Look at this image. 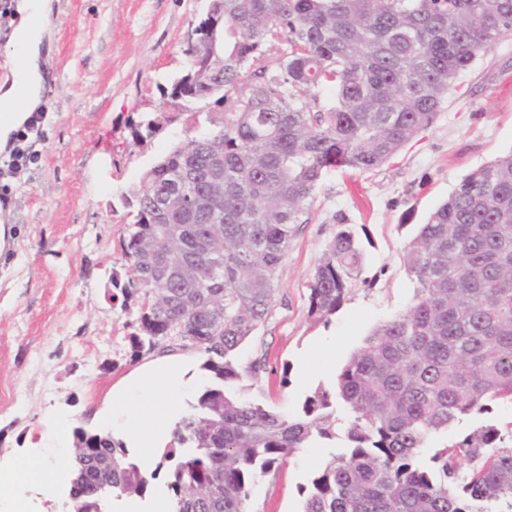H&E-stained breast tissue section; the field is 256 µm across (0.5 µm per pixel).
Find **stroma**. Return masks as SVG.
Masks as SVG:
<instances>
[{
	"label": "stroma",
	"mask_w": 512,
	"mask_h": 512,
	"mask_svg": "<svg viewBox=\"0 0 512 512\" xmlns=\"http://www.w3.org/2000/svg\"><path fill=\"white\" fill-rule=\"evenodd\" d=\"M206 8L207 0H57L49 17L46 119L29 140L27 168L0 176V459L35 453L60 469L72 451L57 447L54 420L70 430L93 427L117 393L151 414L154 387L129 383L145 367L182 362L181 415L211 381L194 348L134 353L137 310L110 298L112 275L130 276L120 249L127 199L173 144L199 134L181 118L141 141L133 129L158 116ZM509 153L512 37L481 51L436 122L376 171L325 177L278 273L271 315L240 350L242 363L258 366L246 396L294 416L315 391L333 390L372 331L411 304L415 284L403 254L419 224L466 174ZM344 223L359 240L362 272L336 314L318 319L308 313L309 285ZM511 421L512 404L499 402L428 445ZM344 445L340 437L298 449L256 483L252 512H300L303 488ZM14 491L27 512H71L66 483L49 494L36 483ZM14 496L0 494V512H18ZM170 501L162 469L145 497L112 500L104 512H154Z\"/></svg>",
	"instance_id": "obj_1"
}]
</instances>
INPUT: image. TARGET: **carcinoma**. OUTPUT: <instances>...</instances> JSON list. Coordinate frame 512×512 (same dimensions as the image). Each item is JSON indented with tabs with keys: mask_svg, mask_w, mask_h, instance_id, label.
Listing matches in <instances>:
<instances>
[{
	"mask_svg": "<svg viewBox=\"0 0 512 512\" xmlns=\"http://www.w3.org/2000/svg\"><path fill=\"white\" fill-rule=\"evenodd\" d=\"M512 36V0H224V56L207 84L171 88L181 115L217 96L210 131L173 146L142 178L121 241L134 276L110 298L138 304L134 354L194 347L215 382L173 430L172 512H250L252 488L298 448L348 449L311 480L302 512H512V422L418 456L462 417L512 404V153L465 175L404 249L411 305L341 367L334 391L289 419L243 399L257 366L238 347L271 313L277 273L301 216L333 171L379 168L439 116L479 52ZM283 46L276 69L266 52ZM207 40L186 51L204 65ZM336 88L323 105L316 91ZM194 198L209 206L195 208ZM362 265L341 228L309 285V314L334 315ZM71 481L83 512L96 489L145 496L146 472L109 433L74 430ZM112 456V474L95 459Z\"/></svg>",
	"mask_w": 512,
	"mask_h": 512,
	"instance_id": "1",
	"label": "carcinoma"
}]
</instances>
